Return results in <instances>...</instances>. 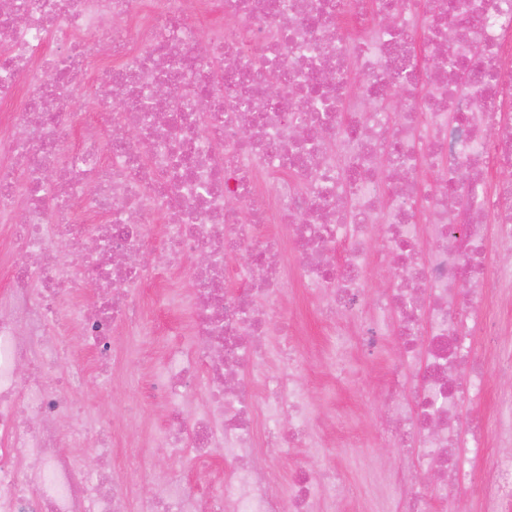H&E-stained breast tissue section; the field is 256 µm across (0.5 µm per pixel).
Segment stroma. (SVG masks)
<instances>
[{"mask_svg":"<svg viewBox=\"0 0 512 512\" xmlns=\"http://www.w3.org/2000/svg\"><path fill=\"white\" fill-rule=\"evenodd\" d=\"M192 276L191 265L174 271L162 289L143 291V305L149 322L147 335L129 339L117 337L112 348L116 361L114 376L121 382L114 394H107L95 372V355L83 340L71 341L70 346L85 369L83 389L77 396L79 406L107 413L117 421L113 436L112 465L121 467L125 459L128 435L139 429L151 435L164 427V414L154 400L150 386L161 371L166 352L177 334L189 328L188 312L179 305L187 294ZM285 301L297 318L298 343L307 352L310 362L299 381L312 411L320 421L333 426L338 461L344 472L342 495L348 512H360L362 503L385 491L387 484L400 481L396 469L399 449L383 443L376 448L363 447V439L382 433L388 405L380 397L387 374L399 358L395 337H386L373 357H365L359 345H351L341 364L342 376L320 362L329 338L326 326L314 311L313 299L303 290L290 287ZM489 316L485 328L474 338L476 348L512 351V302L489 301ZM147 464L159 470L179 474L184 485L197 490L212 481L223 470V456H214L211 467L202 470L193 466L190 458L172 457L162 446L150 448Z\"/></svg>","mask_w":512,"mask_h":512,"instance_id":"35a3bbf8","label":"stroma"}]
</instances>
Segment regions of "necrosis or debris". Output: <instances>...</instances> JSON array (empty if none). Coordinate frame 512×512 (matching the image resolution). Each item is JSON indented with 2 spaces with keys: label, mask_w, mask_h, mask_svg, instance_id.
<instances>
[{
  "label": "necrosis or debris",
  "mask_w": 512,
  "mask_h": 512,
  "mask_svg": "<svg viewBox=\"0 0 512 512\" xmlns=\"http://www.w3.org/2000/svg\"><path fill=\"white\" fill-rule=\"evenodd\" d=\"M95 71L119 111H74ZM0 101L14 106L0 222L20 256L0 312V512H129V475L104 477L112 419L82 415L84 372L59 339L92 340L111 385L112 336L138 325L143 289L201 252L191 342L154 387L160 441L226 464L193 494L153 473L142 512H323L340 497L331 459L294 467L284 495L256 464L259 448L325 444L284 316L293 283L329 324L327 363L355 337L369 356L398 340L383 437L431 479L404 487L402 512H470L464 487L483 512L512 505V456L489 452L459 399L481 397L498 359L472 345L481 300L512 297V0H0ZM371 264L393 273L372 306ZM77 273L91 309L62 306ZM85 432L95 472L64 449Z\"/></svg>",
  "instance_id": "4bbe7bcc"
}]
</instances>
